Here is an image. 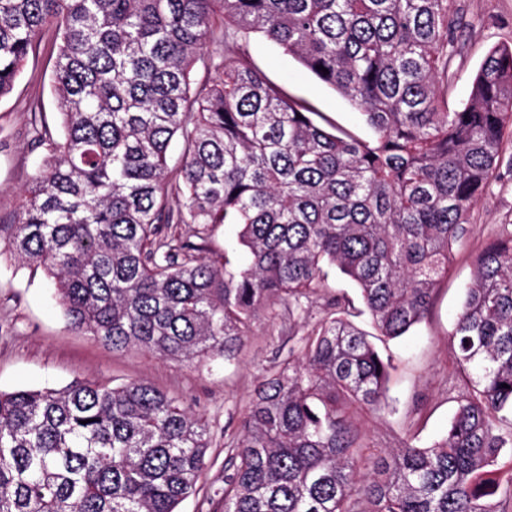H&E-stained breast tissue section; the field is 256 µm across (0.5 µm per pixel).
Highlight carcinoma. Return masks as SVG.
Listing matches in <instances>:
<instances>
[{"instance_id": "carcinoma-1", "label": "carcinoma", "mask_w": 512, "mask_h": 512, "mask_svg": "<svg viewBox=\"0 0 512 512\" xmlns=\"http://www.w3.org/2000/svg\"><path fill=\"white\" fill-rule=\"evenodd\" d=\"M50 24L63 132L38 134L46 153L7 247L54 279L72 326L116 352L229 361L264 312L285 305L291 319L326 294L331 268L358 287L375 338L427 318L512 133V45L450 112L454 0H0V99ZM252 33L375 137L325 130L267 82L229 46ZM214 40L218 62L203 52ZM200 66L219 77L196 81ZM218 224L239 228L244 260L205 256ZM329 306L224 443V512H504L512 224L475 258L451 332L466 391L429 446L410 428L396 448L367 439L361 416L391 408L393 364L347 297ZM209 448L204 419L146 382L0 392V512H178Z\"/></svg>"}]
</instances>
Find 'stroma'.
I'll use <instances>...</instances> for the list:
<instances>
[{"label": "stroma", "instance_id": "1", "mask_svg": "<svg viewBox=\"0 0 512 512\" xmlns=\"http://www.w3.org/2000/svg\"><path fill=\"white\" fill-rule=\"evenodd\" d=\"M454 5L465 27L456 42L455 76L448 84L452 111L468 101L474 77L490 51L512 45V0H455ZM239 47L271 84L321 112L323 127L372 138L360 111L263 36L249 35ZM57 48L55 29L44 28L12 92L0 99V225L16 222L21 191L44 154L34 143L35 130L55 136L61 130L52 95ZM511 221L512 137L508 136L502 144L501 167L469 215V232L455 251L427 319L407 335L378 345L395 364L389 381L394 410L363 418L362 427L374 443L396 446L410 426L423 445L446 431L460 389L448 333L462 291L473 277L477 254L499 225ZM301 323L289 320L284 307L262 314L230 361L187 363L135 348L116 353L95 336L73 329L48 274L0 243V391L62 387L76 379L107 386L146 381L202 415L212 442L209 463L197 494L183 501L179 512H224L222 500L214 494L224 484V438L239 431L253 391L267 371L300 353Z\"/></svg>", "mask_w": 512, "mask_h": 512}]
</instances>
